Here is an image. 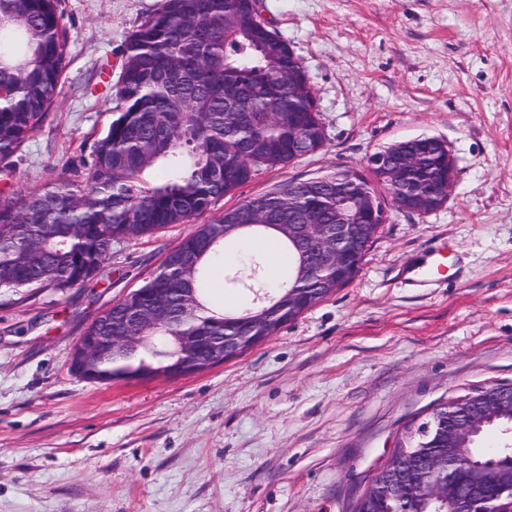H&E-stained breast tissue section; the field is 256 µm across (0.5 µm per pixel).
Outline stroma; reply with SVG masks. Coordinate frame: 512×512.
<instances>
[{
	"mask_svg": "<svg viewBox=\"0 0 512 512\" xmlns=\"http://www.w3.org/2000/svg\"><path fill=\"white\" fill-rule=\"evenodd\" d=\"M160 0H61L58 102L0 196L71 173L112 115L129 33ZM304 66L327 140L264 167L200 223L284 180L361 171L427 134L456 159L447 202L389 206L356 277L243 355L180 377L93 383L82 331L193 227L113 244L66 291L0 293V512H345L407 426L512 383V0H256ZM443 249L451 269L410 268Z\"/></svg>",
	"mask_w": 512,
	"mask_h": 512,
	"instance_id": "1",
	"label": "stroma"
}]
</instances>
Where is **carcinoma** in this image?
Segmentation results:
<instances>
[{"label":"carcinoma","mask_w":512,"mask_h":512,"mask_svg":"<svg viewBox=\"0 0 512 512\" xmlns=\"http://www.w3.org/2000/svg\"><path fill=\"white\" fill-rule=\"evenodd\" d=\"M60 0H0V163L20 149L56 103L66 68L67 36L61 24ZM304 68L285 40L261 24L248 0H161L129 35L117 80L113 118L83 162L82 179L59 177L26 194L0 197V290L65 291L94 277L112 253V242L125 236L150 235L170 224H187L248 183L262 166L285 167L312 153L325 141L320 111L311 86L296 78ZM248 106L228 110L230 94ZM448 144L421 135L384 147L395 156H413L416 164L395 180L383 178L382 190L394 200L423 198L433 211L445 198L426 189L447 176ZM303 183L285 180L263 194L282 224H334L336 203L295 199ZM246 200L213 222L198 225L178 245L195 248L201 235L230 223L229 216L250 209ZM251 227L219 238L199 256L191 277L196 301L182 304L172 293L166 306L175 317L150 328V339L135 350L118 351L90 366V380L109 383L145 367L165 369L177 360L170 337L190 329L205 341L244 333L247 310L225 311L208 295L207 274L224 250L264 236L260 215ZM286 258V278L269 291L275 307L258 302L250 311L253 335L274 332L291 323L288 289L294 302L310 307L330 294L318 276L297 277L301 254L296 245L274 232ZM368 248L332 272L342 287L359 272ZM264 258L250 257L230 270L232 288H267ZM118 303L92 323L102 335L118 321ZM154 336H167V348ZM427 422L433 432L423 437L407 428L393 456L403 466L404 487L397 498L366 485L348 512H449L454 497L435 496L431 482L418 480L426 461H448V405L438 407ZM481 432L454 439L456 452H466L474 466L455 477L458 490L481 479L512 481V453L495 455L488 466L477 446Z\"/></svg>","instance_id":"carcinoma-1"}]
</instances>
